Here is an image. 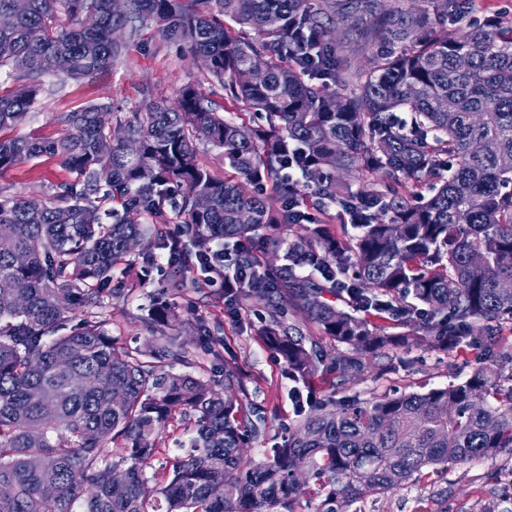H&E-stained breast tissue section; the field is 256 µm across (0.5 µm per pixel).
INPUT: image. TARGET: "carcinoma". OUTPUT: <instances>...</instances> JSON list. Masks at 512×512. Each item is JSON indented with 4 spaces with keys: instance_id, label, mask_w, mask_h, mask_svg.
I'll return each mask as SVG.
<instances>
[{
    "instance_id": "carcinoma-1",
    "label": "carcinoma",
    "mask_w": 512,
    "mask_h": 512,
    "mask_svg": "<svg viewBox=\"0 0 512 512\" xmlns=\"http://www.w3.org/2000/svg\"><path fill=\"white\" fill-rule=\"evenodd\" d=\"M405 2H353L385 45L354 69L337 0H0V72L18 82L0 93V133L26 124L45 77L112 66L148 18L224 87L222 112L189 84L124 119L99 104L60 112L51 140L0 137V176L42 156L73 175L38 197L0 190V282L26 297L0 288V512H295L307 497L338 512L430 469L512 457V384L482 368L363 402L302 390L324 362L310 325L351 349L331 359L342 378L397 345L446 348L450 336L497 356L512 326V19L442 35L444 16ZM409 184L431 195L412 200ZM336 204L356 220L346 239L308 224ZM171 223L181 244L166 288L198 270L223 279L229 248L248 283L224 307L246 297L267 313L261 336L283 360L297 420L258 460L247 448L267 426L241 374L224 368L219 387L173 371L217 354L214 330L199 322L194 347L178 341L179 309L161 295L143 317L155 343L130 350L96 316L126 296L116 271L147 272L169 248ZM280 226L300 229L283 254ZM298 258L321 280L297 274ZM374 318L407 331L377 332ZM177 414L194 420L190 452L151 486L145 468Z\"/></svg>"
}]
</instances>
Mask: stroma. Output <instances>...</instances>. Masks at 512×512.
<instances>
[{
    "instance_id": "stroma-1",
    "label": "stroma",
    "mask_w": 512,
    "mask_h": 512,
    "mask_svg": "<svg viewBox=\"0 0 512 512\" xmlns=\"http://www.w3.org/2000/svg\"><path fill=\"white\" fill-rule=\"evenodd\" d=\"M153 20H145L138 37L112 66L94 78L68 80L59 76L45 79L46 91L39 107L23 128L26 135L56 137L57 113L70 112L89 104L110 106L113 114L127 116L141 111L145 101L173 103L186 84H195L216 104H223L224 89L193 63L186 42H163ZM70 173L55 159L43 157L18 165L0 176V190L6 193L41 195L52 185L70 180ZM168 254L158 251V268L143 281L130 272L129 298L109 305L112 319L108 331L129 348H146L152 341L143 318L153 293L165 283ZM184 324L178 330L184 342H194V325L202 320L220 324L217 336L219 356L197 360L192 372L220 385L224 366H237L246 376L253 401L261 405L268 419V434L282 441L296 416L288 396V380L279 356L256 334L262 313L251 300L236 313L224 309V290L219 284L194 273L186 288L174 295ZM495 373L497 362L482 351L470 348L442 351L434 347H401L390 351L382 365L369 366L360 375L338 379L331 370L319 371L313 381L318 397L366 399L375 394L424 392L458 384L476 369ZM345 512H512V458L493 456L457 465L446 471L412 482L404 488L371 495L345 505Z\"/></svg>"
}]
</instances>
